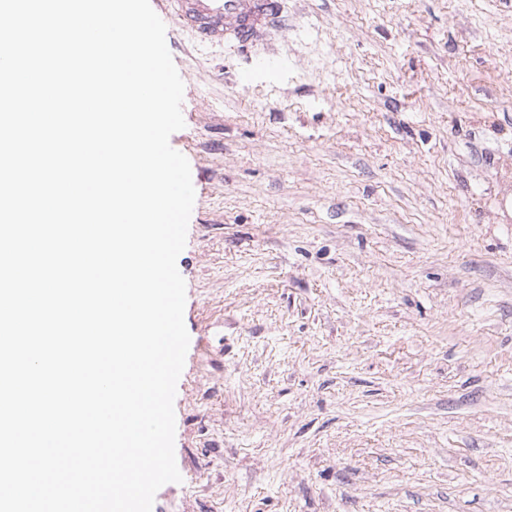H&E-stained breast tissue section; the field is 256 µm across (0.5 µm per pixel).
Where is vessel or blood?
Returning a JSON list of instances; mask_svg holds the SVG:
<instances>
[{"label": "vessel or blood", "mask_w": 512, "mask_h": 512, "mask_svg": "<svg viewBox=\"0 0 512 512\" xmlns=\"http://www.w3.org/2000/svg\"><path fill=\"white\" fill-rule=\"evenodd\" d=\"M158 5L161 17L175 20L197 41L244 56L288 21L284 0H158Z\"/></svg>", "instance_id": "obj_1"}]
</instances>
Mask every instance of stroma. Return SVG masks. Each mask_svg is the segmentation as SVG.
<instances>
[{"label":"stroma","mask_w":512,"mask_h":512,"mask_svg":"<svg viewBox=\"0 0 512 512\" xmlns=\"http://www.w3.org/2000/svg\"><path fill=\"white\" fill-rule=\"evenodd\" d=\"M166 23L195 203L181 482L152 512H512V0ZM157 1L161 19L172 18L200 43L224 44L260 69L278 66L275 59L253 56L250 51L270 31L288 26L284 0Z\"/></svg>","instance_id":"obj_1"}]
</instances>
